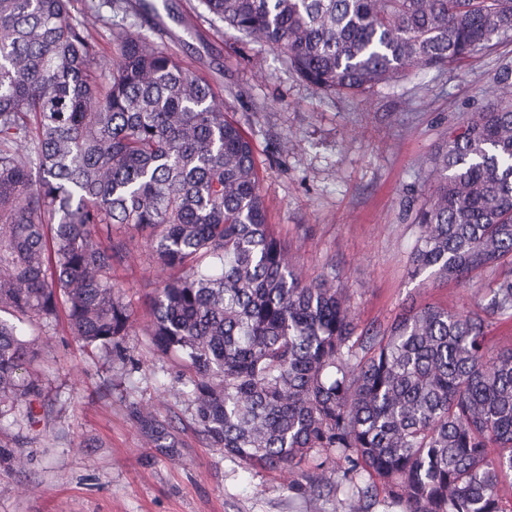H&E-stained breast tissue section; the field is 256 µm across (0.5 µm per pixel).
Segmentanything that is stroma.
Segmentation results:
<instances>
[{"mask_svg": "<svg viewBox=\"0 0 512 512\" xmlns=\"http://www.w3.org/2000/svg\"><path fill=\"white\" fill-rule=\"evenodd\" d=\"M176 18L115 13L104 0H76L75 16L98 9L92 30L103 55L138 31L205 75L254 147L272 224L306 280L333 279L361 326H386L427 302L461 311L498 271L446 282L414 273L418 211L435 177L430 158L491 99L493 77L512 63V37L457 69H411L363 95L326 92L303 80L283 53L225 28L199 0H172ZM194 19L184 28L179 19ZM112 281L135 313L164 278L145 245ZM39 351L44 396L38 421L17 404L0 419V512H350L341 485L312 499L294 489L300 469L249 466L210 448L180 391L187 370L135 330L112 352L85 351L63 321L28 334ZM152 405L169 432L159 447L139 413Z\"/></svg>", "mask_w": 512, "mask_h": 512, "instance_id": "1", "label": "stroma"}]
</instances>
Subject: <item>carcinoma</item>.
Returning <instances> with one entry per match:
<instances>
[{
	"label": "carcinoma",
	"instance_id": "carcinoma-1",
	"mask_svg": "<svg viewBox=\"0 0 512 512\" xmlns=\"http://www.w3.org/2000/svg\"><path fill=\"white\" fill-rule=\"evenodd\" d=\"M74 0H0V414L42 394L25 327L64 313L86 349L136 327L112 270L142 239L176 275L143 332L189 370L209 447L249 465L316 455L405 512H512V271L461 312L424 304L357 334L308 282L261 194L253 146L204 77L126 32L105 59ZM315 86L366 93L512 35V0H202ZM107 73V80L100 79ZM431 159L415 270L463 281L512 262V66ZM510 338L512 341V318L502 316L490 319L487 335L489 349L500 348Z\"/></svg>",
	"mask_w": 512,
	"mask_h": 512
}]
</instances>
